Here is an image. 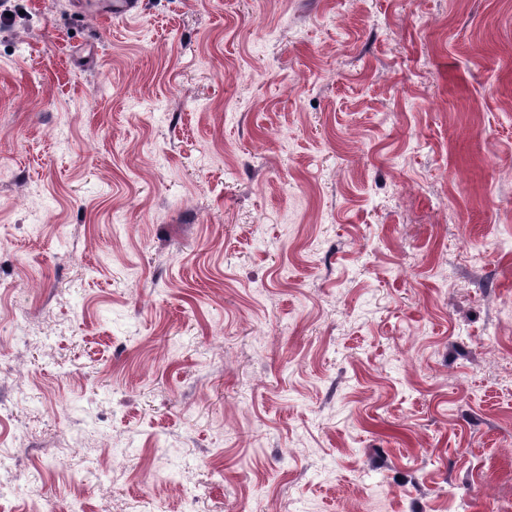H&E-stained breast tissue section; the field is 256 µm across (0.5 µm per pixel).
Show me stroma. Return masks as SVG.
Returning a JSON list of instances; mask_svg holds the SVG:
<instances>
[{"label": "stroma", "instance_id": "obj_1", "mask_svg": "<svg viewBox=\"0 0 512 512\" xmlns=\"http://www.w3.org/2000/svg\"><path fill=\"white\" fill-rule=\"evenodd\" d=\"M10 9L0 485L512 512V0Z\"/></svg>", "mask_w": 512, "mask_h": 512}]
</instances>
